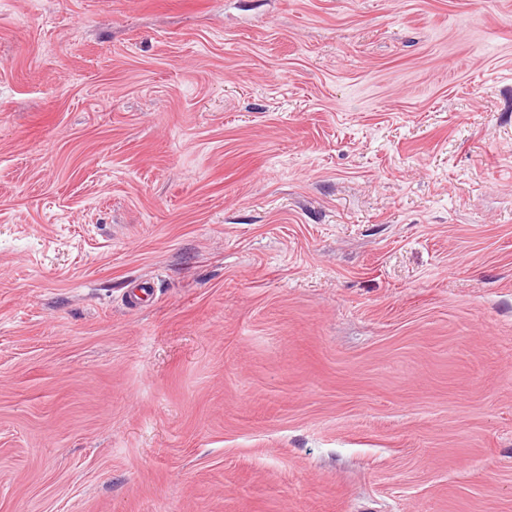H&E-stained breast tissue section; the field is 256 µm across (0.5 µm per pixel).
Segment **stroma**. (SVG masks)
Here are the masks:
<instances>
[{
	"label": "stroma",
	"instance_id": "obj_1",
	"mask_svg": "<svg viewBox=\"0 0 512 512\" xmlns=\"http://www.w3.org/2000/svg\"><path fill=\"white\" fill-rule=\"evenodd\" d=\"M0 512H512V0H0Z\"/></svg>",
	"mask_w": 512,
	"mask_h": 512
}]
</instances>
